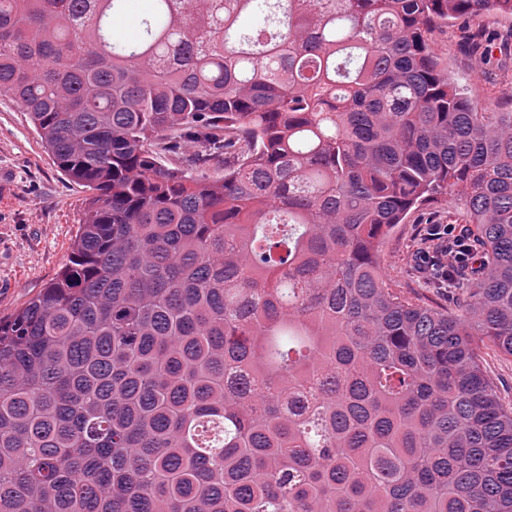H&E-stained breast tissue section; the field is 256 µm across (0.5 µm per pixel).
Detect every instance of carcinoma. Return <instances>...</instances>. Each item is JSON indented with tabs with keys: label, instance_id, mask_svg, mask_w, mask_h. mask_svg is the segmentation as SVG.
I'll list each match as a JSON object with an SVG mask.
<instances>
[{
	"label": "carcinoma",
	"instance_id": "carcinoma-1",
	"mask_svg": "<svg viewBox=\"0 0 512 512\" xmlns=\"http://www.w3.org/2000/svg\"><path fill=\"white\" fill-rule=\"evenodd\" d=\"M491 10L0 0V96L92 192L0 318V512H512V112L431 43ZM442 193L478 255L449 310L379 263ZM484 365L494 378L504 404L512 406V358L503 357L491 349L481 350Z\"/></svg>",
	"mask_w": 512,
	"mask_h": 512
}]
</instances>
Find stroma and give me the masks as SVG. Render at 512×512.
Masks as SVG:
<instances>
[{"instance_id": "1", "label": "stroma", "mask_w": 512, "mask_h": 512, "mask_svg": "<svg viewBox=\"0 0 512 512\" xmlns=\"http://www.w3.org/2000/svg\"><path fill=\"white\" fill-rule=\"evenodd\" d=\"M450 78L466 93L512 106V19L492 11L432 34ZM87 188L68 180L45 149L26 112L0 99V317L21 309L67 262L84 219ZM460 201L446 196L412 210L382 246L380 263L392 287L439 307L458 291L434 287L420 258L426 225L444 224Z\"/></svg>"}]
</instances>
